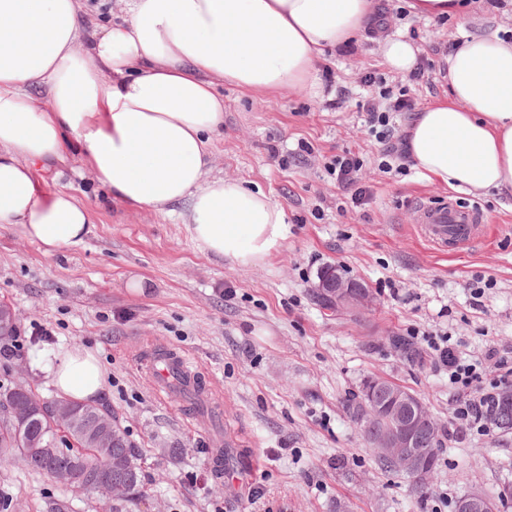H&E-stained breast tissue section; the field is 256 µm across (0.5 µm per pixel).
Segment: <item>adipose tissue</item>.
Returning <instances> with one entry per match:
<instances>
[{"mask_svg": "<svg viewBox=\"0 0 512 512\" xmlns=\"http://www.w3.org/2000/svg\"><path fill=\"white\" fill-rule=\"evenodd\" d=\"M96 23L86 0H0V226L44 253L81 244L91 207L40 169L75 153L114 200L183 221L204 253L242 264L288 236L262 189L211 173L224 129L219 85L263 93L315 88L324 52L349 44L371 0H118ZM414 169L449 188L512 194V41L463 35L448 56V97L405 128ZM64 397L89 402L105 372L74 348L43 365Z\"/></svg>", "mask_w": 512, "mask_h": 512, "instance_id": "obj_1", "label": "adipose tissue"}]
</instances>
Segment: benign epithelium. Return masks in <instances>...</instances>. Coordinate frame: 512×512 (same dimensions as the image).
Wrapping results in <instances>:
<instances>
[{"label": "benign epithelium", "instance_id": "obj_1", "mask_svg": "<svg viewBox=\"0 0 512 512\" xmlns=\"http://www.w3.org/2000/svg\"><path fill=\"white\" fill-rule=\"evenodd\" d=\"M315 292L347 308L356 307L367 300L366 288L357 289L353 285L344 283L334 267L320 273L318 282L315 284ZM18 321V313L13 307L0 306V335L16 327ZM374 388L386 392L385 404L375 408L366 403L362 404L354 420L366 426L380 411L389 410L392 425L375 438L371 447L375 448L379 455L392 460L397 468L412 474L417 479L427 481L430 473H428L426 455L424 450L418 447V434L429 424L424 405L403 386H392L381 378L375 380ZM45 403L46 400L34 390L24 394V411L28 416L38 414ZM80 416L81 409L72 403H66L55 411L54 424L61 429L73 427L79 422ZM111 436V426L101 423L91 432L89 439L93 444L104 448L108 445ZM48 476L50 480L64 486L79 484L83 492L88 495L99 493L119 495L127 490L126 484L111 477L108 469H100L94 476L89 477L78 466L58 467L51 470ZM457 512H496V509L491 500L481 493L474 492L459 500Z\"/></svg>", "mask_w": 512, "mask_h": 512}]
</instances>
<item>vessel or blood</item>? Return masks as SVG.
Instances as JSON below:
<instances>
[{"label":"vessel or blood","mask_w":512,"mask_h":512,"mask_svg":"<svg viewBox=\"0 0 512 512\" xmlns=\"http://www.w3.org/2000/svg\"><path fill=\"white\" fill-rule=\"evenodd\" d=\"M414 221L424 238L433 246H467L479 240L487 222L484 211L477 206L453 199L418 203ZM143 367L154 388L168 393L176 372L186 370L184 357L160 352L145 358Z\"/></svg>","instance_id":"obj_1"}]
</instances>
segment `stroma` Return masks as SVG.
I'll list each match as a JSON object with an SVG mask.
<instances>
[{"mask_svg":"<svg viewBox=\"0 0 512 512\" xmlns=\"http://www.w3.org/2000/svg\"><path fill=\"white\" fill-rule=\"evenodd\" d=\"M488 27L512 33V0H484L441 24L392 17L391 33L412 39L429 63L428 80L415 85L387 67L379 41L360 35L322 61L333 85L318 96L225 86L213 171L254 183L288 214L287 239L260 261L200 252L178 216L112 200L88 173L69 179L95 212L83 244L47 254L0 228V301L19 314L28 379L56 398L39 363L75 347L98 354L106 370L98 401L141 453L134 512H455L471 492L493 497L512 486V431L450 434L459 394L423 340L449 336L486 380L498 374L489 350L512 356V197L455 195L414 170L380 172L383 146L358 109L371 71L410 85L421 109L447 95L446 47ZM340 91L344 104L330 108ZM345 150L365 160L371 197L358 208L343 206L325 168ZM450 195L489 219L484 239L459 252L433 248L414 223L417 202ZM329 266L362 283L369 302L320 305L314 286ZM134 277L142 292L130 289ZM479 277L494 285L476 302L469 285ZM400 340L421 350L418 361L401 355ZM162 344L188 356L203 399L153 389L141 363ZM369 377L416 394L437 424L438 461L424 491L380 464L350 416ZM56 499L70 512L112 508L106 497L75 496L21 463L0 462L8 512H47Z\"/></svg>","mask_w":512,"mask_h":512,"instance_id":"obj_1","label":"stroma"}]
</instances>
